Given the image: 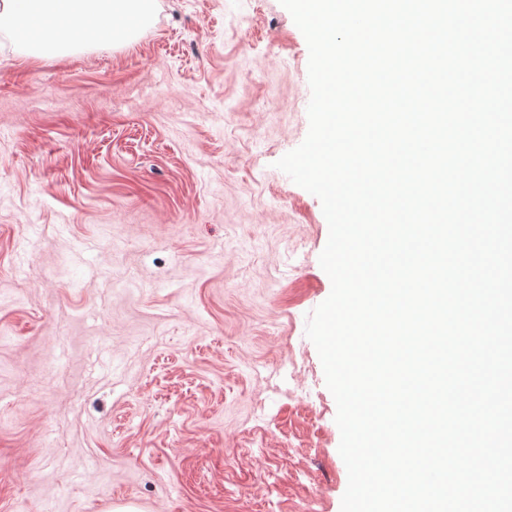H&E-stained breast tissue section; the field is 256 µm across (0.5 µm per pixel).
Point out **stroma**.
<instances>
[{
    "label": "stroma",
    "mask_w": 512,
    "mask_h": 512,
    "mask_svg": "<svg viewBox=\"0 0 512 512\" xmlns=\"http://www.w3.org/2000/svg\"><path fill=\"white\" fill-rule=\"evenodd\" d=\"M308 60L280 0L50 59L0 32V512H341L329 227L275 166Z\"/></svg>",
    "instance_id": "1"
}]
</instances>
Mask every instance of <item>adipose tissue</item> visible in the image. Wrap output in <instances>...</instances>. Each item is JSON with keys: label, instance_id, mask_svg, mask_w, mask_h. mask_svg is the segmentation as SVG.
<instances>
[{"label": "adipose tissue", "instance_id": "obj_1", "mask_svg": "<svg viewBox=\"0 0 512 512\" xmlns=\"http://www.w3.org/2000/svg\"><path fill=\"white\" fill-rule=\"evenodd\" d=\"M153 5L154 0H0V31L34 29L28 44L32 55H62L91 34L129 40Z\"/></svg>", "mask_w": 512, "mask_h": 512}]
</instances>
